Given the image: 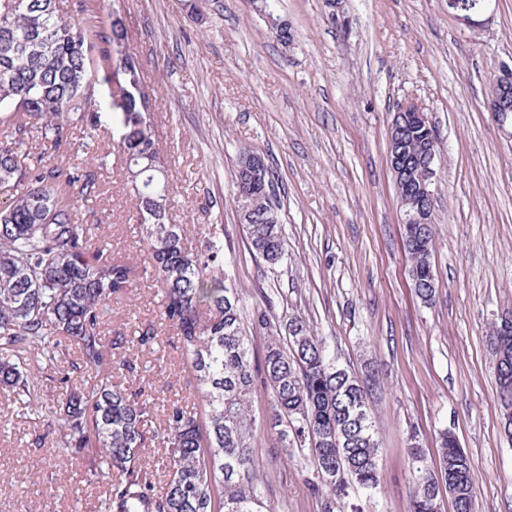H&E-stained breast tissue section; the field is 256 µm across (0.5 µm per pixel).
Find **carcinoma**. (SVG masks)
I'll use <instances>...</instances> for the list:
<instances>
[{
    "instance_id": "1",
    "label": "carcinoma",
    "mask_w": 512,
    "mask_h": 512,
    "mask_svg": "<svg viewBox=\"0 0 512 512\" xmlns=\"http://www.w3.org/2000/svg\"><path fill=\"white\" fill-rule=\"evenodd\" d=\"M75 8L76 16L64 19L58 0H0V183L11 187L0 201V394L27 408L35 404L23 356L35 352L53 370L62 345H73L66 380L89 372L96 383L72 381L53 407L51 429L71 457L98 449V512H270L255 475L261 424L250 410L257 388L268 387L272 424L286 423L282 447L308 449L325 488L322 512H336L350 484L378 486L382 448L369 407L374 373L358 377L339 367L301 317L279 323L262 310L252 314V325L269 341L255 359L224 239L209 234L193 247L183 227L168 222L167 168L149 122L153 98L122 21L107 30L87 0ZM94 67L108 86L113 147L125 159L141 243L162 292L161 322L142 325L137 344L148 347L159 327H172L186 385L201 399L198 411L168 406L152 432L146 426L155 402L114 382L117 374H138L124 354L130 340L103 330L107 306L132 288V268L112 259L108 244L79 223V205L97 194L98 172L86 159L63 165L49 156L75 152L70 120L97 125L87 88ZM403 130L407 149L417 154L437 139L430 120L410 121ZM254 165L263 166L265 184L254 189L243 223L252 253L274 266L283 257V234L265 157L242 151L236 180H249ZM404 245L414 288L429 304L436 288L433 222L405 225ZM489 339L501 427L512 438V335H500L495 323ZM156 440L165 446L163 484L142 463ZM407 456L411 512H441L445 495L455 512H473V465L452 432L440 437L438 462L416 442Z\"/></svg>"
}]
</instances>
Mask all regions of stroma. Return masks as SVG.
<instances>
[{
    "label": "stroma",
    "mask_w": 512,
    "mask_h": 512,
    "mask_svg": "<svg viewBox=\"0 0 512 512\" xmlns=\"http://www.w3.org/2000/svg\"><path fill=\"white\" fill-rule=\"evenodd\" d=\"M100 16L121 15L143 81L155 97V139L168 167L171 223L189 240L224 233L231 275L246 313L306 319L338 365L376 364L372 404L382 446L379 487L353 494L361 512H409L410 434L429 454L455 434L475 477L474 512H512V441L500 426L488 331L512 310V124L485 99L512 67V0H485L472 31L448 0H342L332 21L324 0H279L294 41L282 46L249 0H88ZM101 128L70 126L96 162L100 192L79 219L106 235L133 269L130 297L112 301L105 334L158 320L133 202L110 152L107 87L93 72ZM424 104L442 164L434 201L433 304L409 277L404 228L388 164V125L398 106ZM265 157L276 182L286 255L275 266L251 253L233 196L236 159ZM130 387L160 404L194 406L177 339L163 330L137 352ZM27 368L40 397L28 410L0 398V512H92L103 492L91 474L95 449L66 461L51 410L63 374ZM264 501L273 512H322L307 450L285 454L276 431L255 450ZM67 484L66 497L54 492Z\"/></svg>",
    "instance_id": "obj_1"
}]
</instances>
